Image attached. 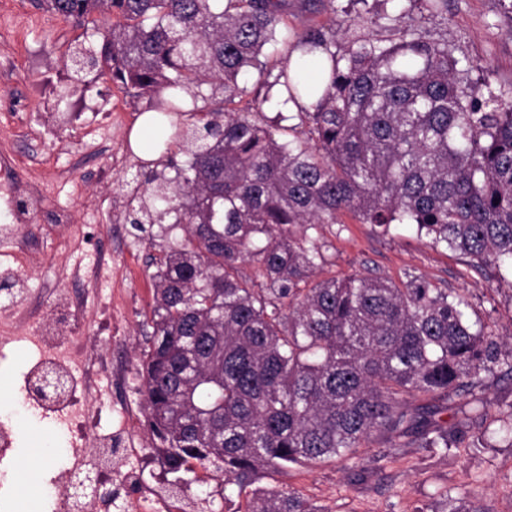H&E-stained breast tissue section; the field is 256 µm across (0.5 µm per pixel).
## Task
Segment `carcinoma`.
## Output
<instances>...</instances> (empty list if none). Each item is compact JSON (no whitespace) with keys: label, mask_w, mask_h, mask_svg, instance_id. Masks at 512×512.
<instances>
[{"label":"carcinoma","mask_w":512,"mask_h":512,"mask_svg":"<svg viewBox=\"0 0 512 512\" xmlns=\"http://www.w3.org/2000/svg\"><path fill=\"white\" fill-rule=\"evenodd\" d=\"M409 2L448 20V0ZM304 5L328 23L289 32L288 0H33L79 26L112 17L71 68L109 76L181 139L174 176L146 173L128 201L130 223L185 231L151 257L143 407L171 490L200 469L222 475L244 512H322L294 489L246 488L261 470L353 462L375 432L464 445L436 416L462 397L484 407L482 374H512V341L461 295L415 275L312 279L329 248L313 230L340 211L512 267V85L472 80L471 61L408 10L370 34L336 22L335 0ZM278 45L289 53L275 74L260 55ZM274 93L315 98L294 115L304 139L280 136L283 113L263 115ZM245 262L265 287L239 275ZM417 394L431 402L409 407ZM441 497L443 512H491L476 491Z\"/></svg>","instance_id":"obj_1"}]
</instances>
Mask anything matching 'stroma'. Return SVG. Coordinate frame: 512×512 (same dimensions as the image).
I'll list each match as a JSON object with an SVG mask.
<instances>
[{"label": "stroma", "mask_w": 512, "mask_h": 512, "mask_svg": "<svg viewBox=\"0 0 512 512\" xmlns=\"http://www.w3.org/2000/svg\"><path fill=\"white\" fill-rule=\"evenodd\" d=\"M13 2L14 12L0 10V29L22 28L31 56L17 68L12 90H0V147L26 154V134L31 129L36 132L41 163L33 167L32 174L47 182L49 207L36 213L34 221L52 223L55 208L75 214L89 236L86 244L65 259L73 266L88 263L98 251L97 227L111 222L124 227V246L119 252H107L98 267L101 288L86 303L91 312L104 309L110 299L119 304L121 358L129 370L128 382L121 388L102 390L97 420L100 432L111 433L122 408L137 409L142 403L143 329L151 317L155 272L149 258L159 252L150 233L138 232L125 222L127 184L141 163L170 158L180 162L184 156L168 134L157 153L130 149L143 105L109 78L85 90L78 87L65 62L75 45L98 41L97 26L75 25L34 8L31 0ZM439 31L456 55L472 61L492 85L512 83V19L505 16L501 0H448V22ZM116 100L122 112L132 117L121 129L102 124L103 105ZM103 168L111 169V180H94L95 170ZM320 233L329 249L317 278L373 271L398 283L407 275H417L433 287L466 298L497 336H512L511 269L492 265L477 269L470 257L432 244L411 226L394 224L385 231L359 223L347 211L339 213L337 223L323 225ZM65 260L48 243L22 264L0 241V273L8 272V281L16 288L35 293L47 288L62 293L74 289L61 267ZM33 363V356L19 347L0 350V398L7 405L14 438L11 449L0 458V512H24L15 475L30 448H51L35 472L41 489L38 512H59L52 491L73 462L70 436L52 433V418L25 412L18 404ZM484 383L486 411L472 415L468 431L490 432L486 447L452 448L447 454L434 455L421 448L393 447L387 436L377 433L359 448V468L329 459L312 467L291 468L283 475L265 474L259 483L296 489L323 512H440L442 492L456 496L472 490L479 491L491 512H512V447L494 436L512 404V377L499 367L485 375ZM132 442L142 454L129 461V469L140 482L167 486L170 476L151 452L146 420H139Z\"/></svg>", "instance_id": "35a3bbf8"}]
</instances>
